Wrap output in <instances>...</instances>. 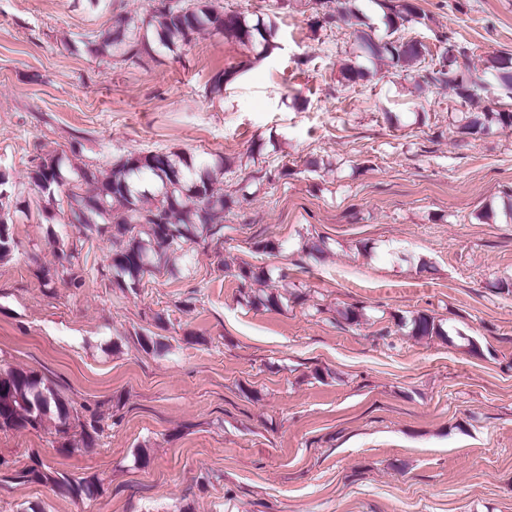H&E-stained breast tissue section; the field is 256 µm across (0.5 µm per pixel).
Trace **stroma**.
Masks as SVG:
<instances>
[{
	"mask_svg": "<svg viewBox=\"0 0 512 512\" xmlns=\"http://www.w3.org/2000/svg\"><path fill=\"white\" fill-rule=\"evenodd\" d=\"M407 37L512 55V0H415ZM276 25L275 47L221 92L246 47L208 32L134 65L90 35L151 0H0V172L40 159L110 168L131 153L223 160L224 230L187 243L137 288L119 240L81 238L84 284L45 282L71 239L41 215L0 261V367L38 373L94 447L53 424L0 430V512H512V131L458 130L472 101L417 89L368 58L345 80L351 28L314 0H218ZM321 240L322 252L304 245ZM259 271L245 282L240 267ZM282 295L280 307L254 299ZM359 311V323L344 320ZM424 312L451 339L418 338ZM160 353L142 350L143 335ZM145 452L148 466L135 464ZM91 499L18 474L33 462ZM53 481L60 491L66 492L76 498H93L98 494L101 487L99 479H89L78 483H72L64 479H53Z\"/></svg>",
	"mask_w": 512,
	"mask_h": 512,
	"instance_id": "obj_1",
	"label": "stroma"
}]
</instances>
